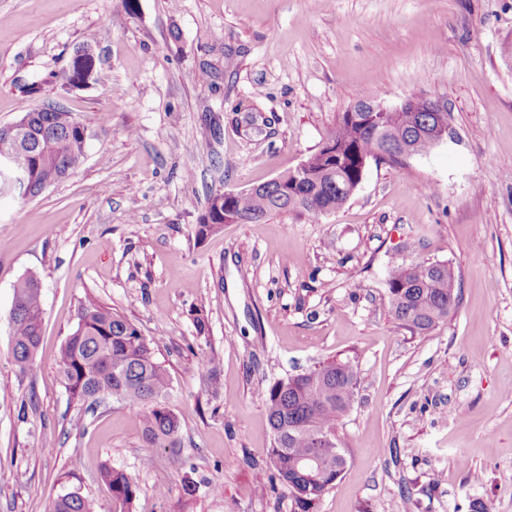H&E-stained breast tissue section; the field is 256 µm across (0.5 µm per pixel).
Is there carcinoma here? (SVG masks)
<instances>
[{
  "instance_id": "obj_1",
  "label": "carcinoma",
  "mask_w": 512,
  "mask_h": 512,
  "mask_svg": "<svg viewBox=\"0 0 512 512\" xmlns=\"http://www.w3.org/2000/svg\"><path fill=\"white\" fill-rule=\"evenodd\" d=\"M21 115L29 118L32 146H22L17 136L0 131V156L11 157L26 175L31 195H40L81 166L89 133L72 112L61 107L48 112L25 107ZM368 116L367 112L342 113L326 138L336 154L316 151L308 157L310 167L303 174L288 171L254 194L211 195L198 235L226 219L247 224L282 211L311 219L334 212L349 200L369 161L399 165L400 147L418 142L427 123L448 122L446 111L382 112L377 125ZM387 283L386 313L411 332L431 331L458 307L454 274L446 262L402 263L391 268ZM42 321L41 285L36 277L27 276L15 286L9 314L13 362L21 371L33 360ZM59 366L69 401L79 409L87 412L102 398H112L142 415L149 445L176 447L180 418L168 405V372L157 361L151 343L125 316L97 303L81 306L77 324L61 349ZM357 384L356 366L348 359L289 376L263 393L272 433L270 483L288 491L298 512H313L348 465L347 449H323L312 478L302 458L315 451L314 436L336 433L339 420L354 405ZM101 477L112 492L113 512H132L136 490L130 476L106 466ZM51 512L97 510L88 497L68 492L57 498Z\"/></svg>"
}]
</instances>
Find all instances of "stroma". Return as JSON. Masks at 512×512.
Returning a JSON list of instances; mask_svg holds the SVG:
<instances>
[{"label":"stroma","instance_id":"35a3bbf8","mask_svg":"<svg viewBox=\"0 0 512 512\" xmlns=\"http://www.w3.org/2000/svg\"><path fill=\"white\" fill-rule=\"evenodd\" d=\"M84 45L95 62L68 85ZM359 90L429 95L450 133L369 162L318 220L198 236L210 194L295 169ZM22 104L65 107L91 137L65 180L0 198V512L75 487L112 512L106 466L133 477V512H292L262 394L345 359L349 463L314 512H512V0H0V126ZM424 260L452 268L459 307L419 334L386 316L387 274ZM29 275L44 325L22 372L8 319ZM91 300L152 343L178 447H148L121 403L70 406L60 350Z\"/></svg>","mask_w":512,"mask_h":512}]
</instances>
